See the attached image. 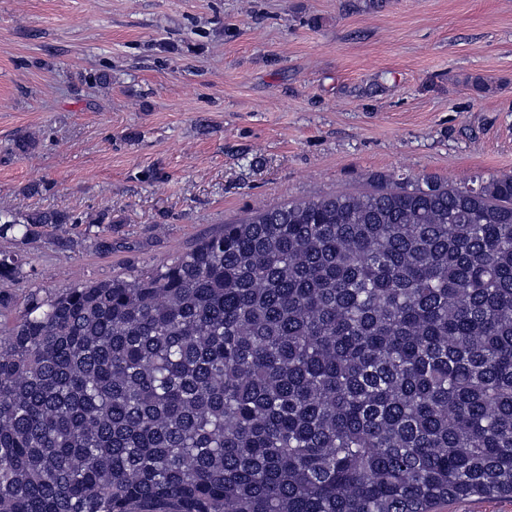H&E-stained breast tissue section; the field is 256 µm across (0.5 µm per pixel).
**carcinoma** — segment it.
<instances>
[{
  "label": "carcinoma",
  "mask_w": 512,
  "mask_h": 512,
  "mask_svg": "<svg viewBox=\"0 0 512 512\" xmlns=\"http://www.w3.org/2000/svg\"><path fill=\"white\" fill-rule=\"evenodd\" d=\"M27 265L0 253V512L512 497V175L272 206L50 296L11 290Z\"/></svg>",
  "instance_id": "cac0c4a2"
}]
</instances>
